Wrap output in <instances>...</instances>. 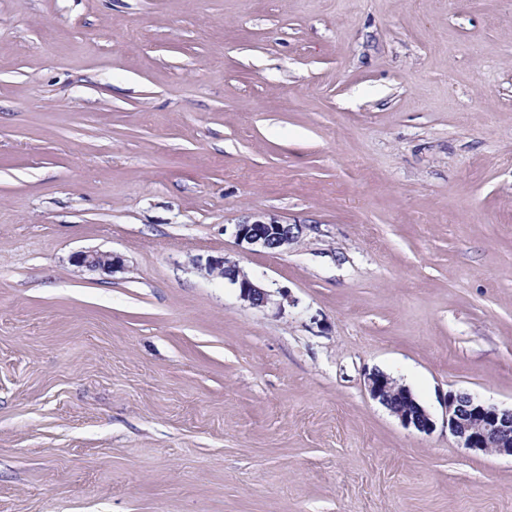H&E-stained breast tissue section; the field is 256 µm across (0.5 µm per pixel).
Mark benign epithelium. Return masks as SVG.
<instances>
[{
  "label": "benign epithelium",
  "mask_w": 512,
  "mask_h": 512,
  "mask_svg": "<svg viewBox=\"0 0 512 512\" xmlns=\"http://www.w3.org/2000/svg\"><path fill=\"white\" fill-rule=\"evenodd\" d=\"M300 224L282 223L275 217L257 215L235 225V239L240 244L258 247L271 253L290 246L302 233ZM78 268L115 272L122 266L121 258L99 251L78 252L73 256ZM207 272L227 280L239 291L241 300L254 308H263L271 301L272 293L264 284L248 276L237 265L225 259L207 263ZM366 386L371 397L385 408L389 400L397 396L404 405L391 411L401 424L420 432H431L435 421L421 404L410 407L415 400L411 390L397 383L383 371L374 370L366 375ZM445 409L444 422L457 444L468 450L494 452L512 456V409H499L472 397L468 393L448 392L442 398Z\"/></svg>",
  "instance_id": "obj_1"
}]
</instances>
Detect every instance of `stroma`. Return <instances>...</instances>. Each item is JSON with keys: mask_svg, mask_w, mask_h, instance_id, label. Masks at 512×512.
Wrapping results in <instances>:
<instances>
[{"mask_svg": "<svg viewBox=\"0 0 512 512\" xmlns=\"http://www.w3.org/2000/svg\"><path fill=\"white\" fill-rule=\"evenodd\" d=\"M450 391L512 407V0H0V512H512ZM302 231L300 224H286L275 217L257 215L236 224L235 239L239 244L277 253L288 248ZM121 258L111 253L99 251L78 252L73 256V263L78 268L115 272L122 266ZM207 272L227 280L239 291L241 300L247 302L253 308H263L271 301L272 293L270 288L248 276L236 264H230L224 258L214 259L207 263ZM366 386L371 397L396 416L401 424L407 428H414L420 432H431L435 427V421L430 412L417 403L413 393L405 385L398 384L393 378L383 371L374 370L366 375ZM398 396L402 403L397 410H391L389 400ZM414 402L415 409L411 410L408 403Z\"/></svg>", "mask_w": 512, "mask_h": 512, "instance_id": "1", "label": "stroma"}]
</instances>
